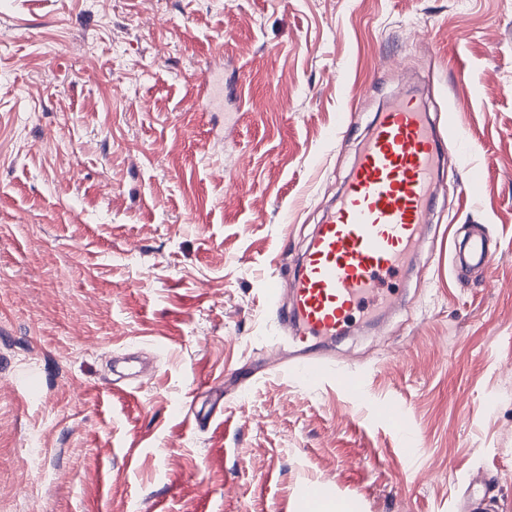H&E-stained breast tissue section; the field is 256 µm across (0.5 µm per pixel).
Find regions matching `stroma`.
Wrapping results in <instances>:
<instances>
[{
	"mask_svg": "<svg viewBox=\"0 0 512 512\" xmlns=\"http://www.w3.org/2000/svg\"><path fill=\"white\" fill-rule=\"evenodd\" d=\"M413 72L465 148L397 307L334 344L405 405L408 462L371 403L253 370L266 282ZM474 475L512 512V0H0V512H305L312 480L456 512ZM492 257L488 240L484 236H475L455 247L451 263L454 273L461 275L475 267H487Z\"/></svg>",
	"mask_w": 512,
	"mask_h": 512,
	"instance_id": "obj_1",
	"label": "stroma"
}]
</instances>
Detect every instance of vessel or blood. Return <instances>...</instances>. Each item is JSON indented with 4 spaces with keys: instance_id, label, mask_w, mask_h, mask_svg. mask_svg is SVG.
I'll use <instances>...</instances> for the list:
<instances>
[{
    "instance_id": "obj_1",
    "label": "vessel or blood",
    "mask_w": 512,
    "mask_h": 512,
    "mask_svg": "<svg viewBox=\"0 0 512 512\" xmlns=\"http://www.w3.org/2000/svg\"><path fill=\"white\" fill-rule=\"evenodd\" d=\"M461 148L456 129L440 134L415 96L400 95L378 113L337 205L317 225L294 273L267 285V302L287 332L279 356L289 376L312 387L331 381L354 400L366 399L363 378L337 365L329 347L354 310L383 298L387 279L422 245L434 172L456 162ZM491 259L487 239L471 237L455 248L453 271L461 275ZM376 413L397 432L401 453L414 456L402 402H378Z\"/></svg>"
}]
</instances>
